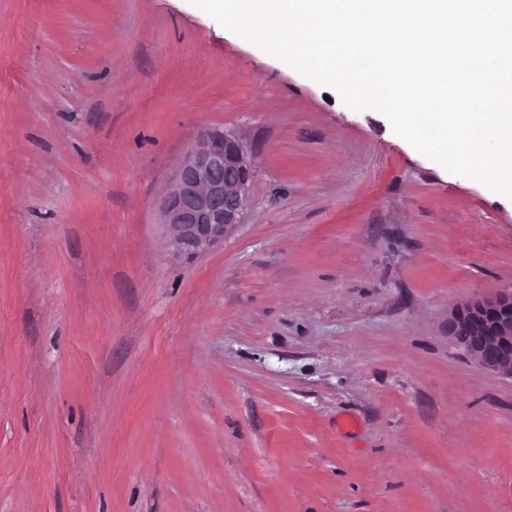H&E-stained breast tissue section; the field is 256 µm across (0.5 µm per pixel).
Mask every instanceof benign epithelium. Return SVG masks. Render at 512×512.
I'll return each mask as SVG.
<instances>
[{
	"label": "benign epithelium",
	"mask_w": 512,
	"mask_h": 512,
	"mask_svg": "<svg viewBox=\"0 0 512 512\" xmlns=\"http://www.w3.org/2000/svg\"><path fill=\"white\" fill-rule=\"evenodd\" d=\"M254 173L253 160L231 135L210 133L192 145L160 203L174 256H199L224 242L241 223ZM448 333L482 369L512 379V287L466 302L448 321Z\"/></svg>",
	"instance_id": "1"
}]
</instances>
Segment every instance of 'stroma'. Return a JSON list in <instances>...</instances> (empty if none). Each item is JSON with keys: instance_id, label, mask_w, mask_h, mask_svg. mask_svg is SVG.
Returning <instances> with one entry per match:
<instances>
[{"instance_id": "stroma-1", "label": "stroma", "mask_w": 512, "mask_h": 512, "mask_svg": "<svg viewBox=\"0 0 512 512\" xmlns=\"http://www.w3.org/2000/svg\"><path fill=\"white\" fill-rule=\"evenodd\" d=\"M242 222L169 256L206 132ZM512 200L189 0H0V512H512V380L448 334ZM254 173L253 160L231 135L210 133L192 145L160 203L174 256H199L224 242L241 224Z\"/></svg>"}]
</instances>
